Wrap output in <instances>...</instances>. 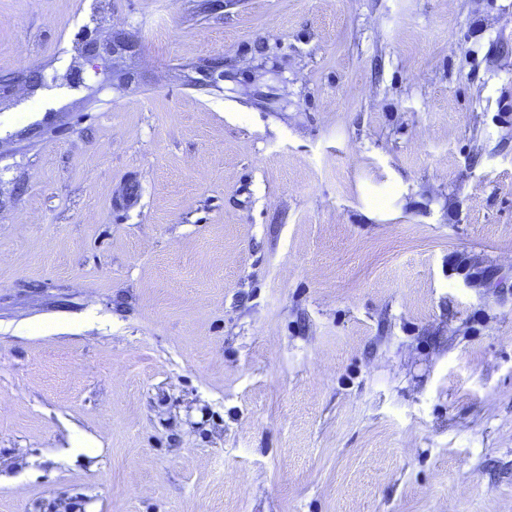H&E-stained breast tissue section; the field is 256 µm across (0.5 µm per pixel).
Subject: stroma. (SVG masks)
<instances>
[{
    "instance_id": "obj_1",
    "label": "stroma",
    "mask_w": 512,
    "mask_h": 512,
    "mask_svg": "<svg viewBox=\"0 0 512 512\" xmlns=\"http://www.w3.org/2000/svg\"><path fill=\"white\" fill-rule=\"evenodd\" d=\"M206 4L0 0V512H512V0ZM133 48L131 40L122 33L112 35V40L100 42L97 38H87L83 44V54L90 61L105 60L112 57L114 62ZM17 85H23L31 93L44 87L45 78L42 69L33 67L17 74H10L8 77H0V99Z\"/></svg>"
}]
</instances>
